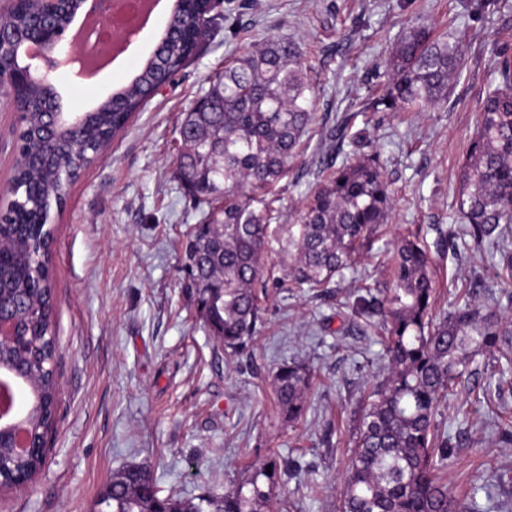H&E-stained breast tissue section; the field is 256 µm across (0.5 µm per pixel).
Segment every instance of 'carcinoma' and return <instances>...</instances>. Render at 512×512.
Here are the masks:
<instances>
[{
  "mask_svg": "<svg viewBox=\"0 0 512 512\" xmlns=\"http://www.w3.org/2000/svg\"><path fill=\"white\" fill-rule=\"evenodd\" d=\"M76 0H60L51 21L67 26ZM44 17L36 0L3 15L0 62H15L10 40L22 39ZM171 35L132 80L97 108L82 115L75 146L50 159L19 156L12 181L18 193L0 222V314L14 319L20 336L0 345V378L24 389V412L37 448L17 460L7 441L0 458L9 466L3 486L18 485L40 472L39 445L56 424L57 340L52 282V210L68 195L65 171L92 164L99 149L128 125L157 86L168 82L186 61L188 42L204 29L184 6L171 11ZM496 88L489 93L469 154L461 169L459 210L462 235H448L446 246L471 242L499 245L503 225L512 224V54L496 52ZM462 59L460 41L414 26L393 47L388 93L371 102L396 112H421L448 98L451 76ZM58 97L40 77L27 85L23 130L30 138L52 134L46 112ZM205 102L193 105L178 127L176 170L184 190L208 212L194 225L182 266L197 316L224 345L237 353L257 332L261 308L257 286L267 224L274 219L276 185L312 121L313 87L303 52L295 42L268 39L225 64L215 74ZM392 200L377 162L343 164L313 195L298 240L295 279L321 287L351 265L378 228L386 223ZM427 252L408 237L395 245L392 288L383 325L387 376L365 397L354 450L342 481L339 512H480L476 501L456 502L436 471L448 464L451 449L436 415L456 380L470 373L479 356L512 342V320L466 303L438 317ZM498 273L512 279V250L499 249ZM310 371L291 363L272 381L286 421L307 409ZM272 473H267V470ZM288 461L275 454L256 463L246 477L220 497L162 496L147 465H131L112 475L101 494L99 512H274L275 491Z\"/></svg>",
  "mask_w": 512,
  "mask_h": 512,
  "instance_id": "cac0c4a2",
  "label": "carcinoma"
}]
</instances>
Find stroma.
Returning <instances> with one entry per match:
<instances>
[{"label": "stroma", "mask_w": 512, "mask_h": 512, "mask_svg": "<svg viewBox=\"0 0 512 512\" xmlns=\"http://www.w3.org/2000/svg\"><path fill=\"white\" fill-rule=\"evenodd\" d=\"M461 40L448 98L421 112L372 109L386 95V62L414 22ZM166 24L158 18L119 66L88 83L49 73L64 111L92 110L131 80ZM273 37L300 45L315 91L300 155L276 187L258 288L253 343L227 354L196 318L180 270L203 207L175 177L182 114L242 48ZM512 46V0H224L213 33L171 86L149 99L102 159L72 182L53 214V291L59 345L58 428L31 484L0 490V512H93L112 474L150 464L166 494L220 495L270 452L300 466L282 477L278 512H337L361 400L386 375L379 314L354 303L392 286L394 243L416 232L430 258L435 310L469 300L512 314V281L491 247L442 244L465 223L460 167L487 95L498 46ZM18 115L0 92V189L12 177ZM375 158L393 197L386 224L353 266L322 288L295 287L305 200L330 163ZM313 375L295 424L279 412V367ZM452 448L440 478L483 512H512V344L478 357L439 409Z\"/></svg>", "instance_id": "obj_1"}]
</instances>
